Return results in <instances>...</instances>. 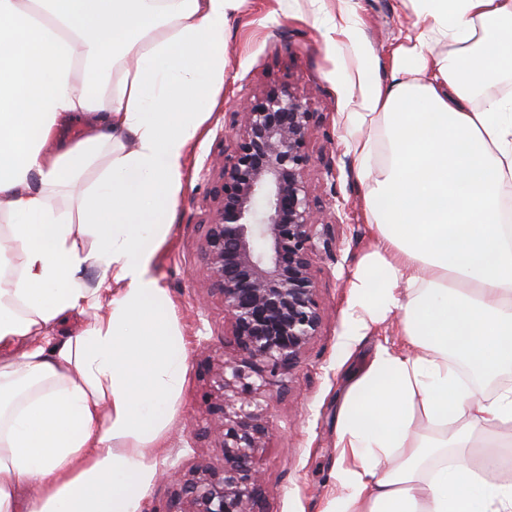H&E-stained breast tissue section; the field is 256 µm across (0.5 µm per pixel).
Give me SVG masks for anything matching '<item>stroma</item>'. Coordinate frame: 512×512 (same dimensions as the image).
Returning <instances> with one entry per match:
<instances>
[{
	"mask_svg": "<svg viewBox=\"0 0 512 512\" xmlns=\"http://www.w3.org/2000/svg\"><path fill=\"white\" fill-rule=\"evenodd\" d=\"M344 18L352 22L348 36L337 29ZM417 31V17L400 0H246L231 18L224 33L222 104L190 150L172 233L153 267L176 306L188 346L178 416L160 467L186 472L201 463L223 462L221 450L197 435L213 400L208 369L234 349L223 304L195 284L202 266L200 226L208 220L219 181L208 162L224 150L221 133L232 125L238 101L276 84L307 93L323 114L311 132L310 148L331 161L336 179L316 182L313 196L321 209H335L338 224L333 257L316 266L317 300L324 312L320 332L288 390L271 405L277 429L258 449L255 463L264 477V512H325L336 498L337 410L346 379L378 346L400 343L398 320L391 316L364 332L355 348L344 344L348 281L372 245L357 161L349 150L357 132L353 114L360 109L361 79L386 83L392 50Z\"/></svg>",
	"mask_w": 512,
	"mask_h": 512,
	"instance_id": "1",
	"label": "stroma"
}]
</instances>
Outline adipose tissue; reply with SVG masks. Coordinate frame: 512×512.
I'll list each match as a JSON object with an SVG mask.
<instances>
[{
  "label": "adipose tissue",
  "instance_id": "ef3b65f1",
  "mask_svg": "<svg viewBox=\"0 0 512 512\" xmlns=\"http://www.w3.org/2000/svg\"><path fill=\"white\" fill-rule=\"evenodd\" d=\"M244 3L0 0V512H142L159 477L188 353L151 267ZM402 3L425 24L355 115L348 334L394 315L403 346L340 398L335 508L512 512V0Z\"/></svg>",
  "mask_w": 512,
  "mask_h": 512
}]
</instances>
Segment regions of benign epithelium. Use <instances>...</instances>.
Returning <instances> with one entry per match:
<instances>
[{"mask_svg": "<svg viewBox=\"0 0 512 512\" xmlns=\"http://www.w3.org/2000/svg\"><path fill=\"white\" fill-rule=\"evenodd\" d=\"M321 113L299 91L270 85L239 104L224 131V158L200 249V288L218 297L235 353L213 370L214 402L202 436L222 449L220 468L167 470L169 512H262L254 462L273 431L282 395L323 312L316 264L333 255V221L312 200L319 160L309 149Z\"/></svg>", "mask_w": 512, "mask_h": 512, "instance_id": "benign-epithelium-1", "label": "benign epithelium"}]
</instances>
